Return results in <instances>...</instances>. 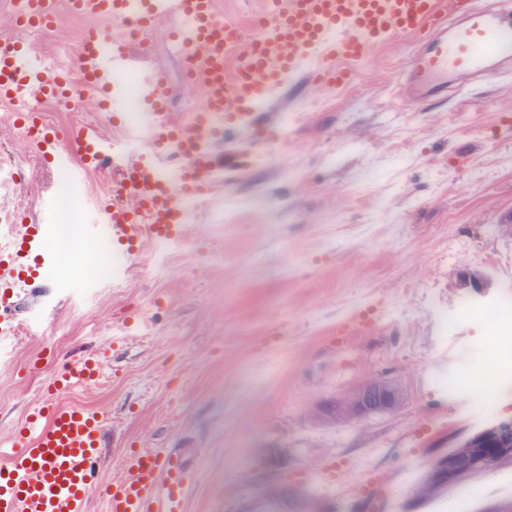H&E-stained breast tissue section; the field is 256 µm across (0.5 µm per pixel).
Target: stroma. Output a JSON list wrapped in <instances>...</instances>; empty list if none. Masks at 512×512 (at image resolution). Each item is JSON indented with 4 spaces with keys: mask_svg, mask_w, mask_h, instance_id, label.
<instances>
[{
    "mask_svg": "<svg viewBox=\"0 0 512 512\" xmlns=\"http://www.w3.org/2000/svg\"><path fill=\"white\" fill-rule=\"evenodd\" d=\"M84 24L62 15L44 55L72 67ZM413 49L412 38L390 40L311 109L308 89L289 87L276 104L299 114L287 144L236 172L223 215L198 213L189 244L151 253L121 287L107 274L82 287V264L57 257L45 309L22 310L0 367V441L59 366L99 345L114 348L104 377L61 402L110 417L103 483L131 449H183L195 473L183 512H245L271 484L307 512H354L362 500L366 512H405L421 478L408 465L512 422V324L476 316L512 301V131L497 120L512 111V75L400 107L394 83ZM151 55L174 89L169 112L182 116L201 89L184 84L164 26ZM39 107L65 134L99 118L91 98L76 111ZM9 112L0 105V208L32 222L69 185L38 165ZM256 195L278 209L253 210ZM465 272L490 287H460ZM352 311L367 327L337 342L336 317ZM479 372L494 403L471 384ZM375 379L398 389L396 410L316 420ZM511 496L512 466L501 467L417 512H478Z\"/></svg>",
    "mask_w": 512,
    "mask_h": 512,
    "instance_id": "35a3bbf8",
    "label": "stroma"
}]
</instances>
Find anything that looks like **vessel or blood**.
<instances>
[{"label": "vessel or blood", "instance_id": "vessel-or-blood-1", "mask_svg": "<svg viewBox=\"0 0 512 512\" xmlns=\"http://www.w3.org/2000/svg\"><path fill=\"white\" fill-rule=\"evenodd\" d=\"M65 13L91 21L79 36L75 65L109 107V119L124 105V76L138 80L148 110L121 134L106 136L101 124L91 123L63 138L33 106L39 98L66 104L76 93L67 71L26 40L28 33L56 28ZM262 17L260 31L248 38L218 12L216 0H64L59 10L51 0H18L13 36L0 44V103L39 156L72 184L103 167L118 174L116 202L94 209L75 228L84 239L111 242L113 282L124 281L149 249L187 240L184 197L223 214L225 158L239 170L257 151H272L288 138L269 106L290 78L304 75L318 90L340 86L354 66L397 36L415 40L399 81L400 100L413 106L446 98L457 78L512 72V9L479 0H273ZM163 20L181 51L204 63L197 109L177 120L164 109L170 89L164 72L140 68L128 36L104 32ZM243 126L257 130L259 139L235 142ZM54 230L47 219L0 228V344L18 334L23 288L54 261L48 248ZM107 358L103 348L88 349L48 380L46 399L0 450V512H85L94 490L106 512H182L194 478L182 453L133 450L122 476L103 485L106 416L54 398L58 389L96 383Z\"/></svg>", "mask_w": 512, "mask_h": 512}]
</instances>
